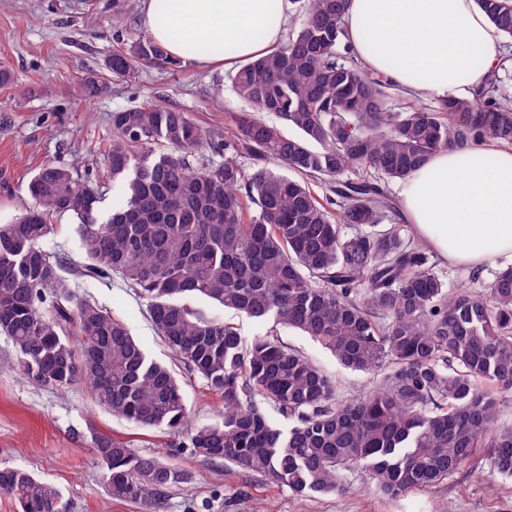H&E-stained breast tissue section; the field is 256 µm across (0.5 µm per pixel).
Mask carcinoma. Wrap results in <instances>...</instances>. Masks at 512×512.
<instances>
[{
	"mask_svg": "<svg viewBox=\"0 0 512 512\" xmlns=\"http://www.w3.org/2000/svg\"><path fill=\"white\" fill-rule=\"evenodd\" d=\"M476 2L512 41V0ZM289 4L298 29L232 76L253 111L237 113L224 140L177 108L112 113L103 160L124 198L105 219L98 191L69 168L47 166L30 179V203L0 224V331L12 340L14 366L36 386L84 381L112 414L165 426L185 436L192 455L297 497L337 492L354 471L388 498L426 492L484 450L491 475L512 477V427L497 419L501 399L512 396V265L495 272L483 295L450 294L425 248L395 228L372 231L400 215L386 183L405 180L434 153L512 145V96L503 93L512 57L472 98L399 108L394 84L339 52L349 0ZM140 65L184 62L139 35L120 42L107 68L125 79ZM104 89L90 72L75 94ZM242 154L255 161L249 173ZM318 180L321 197L311 187ZM61 214L77 224L81 274L117 275L146 300L175 358L224 400L222 422L191 426L174 372L74 291L63 259L41 246ZM192 299L298 330L344 367L379 380L342 402L335 381L274 331L248 342ZM263 403L291 426L274 425ZM95 445L115 499L157 512L188 480L126 441L100 437ZM0 492L19 512H65L60 491L22 468L0 467Z\"/></svg>",
	"mask_w": 512,
	"mask_h": 512,
	"instance_id": "1",
	"label": "carcinoma"
}]
</instances>
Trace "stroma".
<instances>
[{
  "label": "stroma",
  "mask_w": 512,
  "mask_h": 512,
  "mask_svg": "<svg viewBox=\"0 0 512 512\" xmlns=\"http://www.w3.org/2000/svg\"><path fill=\"white\" fill-rule=\"evenodd\" d=\"M143 17L142 0H130L119 22L113 19L112 0H0V69L12 75L0 85V223L28 203V181L50 165L88 178L102 197V215L119 207L121 185L102 159L112 141L114 112L152 104L177 108L220 140L235 113L249 111L233 89L230 69L220 63L176 70L142 66L133 77L107 79L94 100L77 97L73 89L82 76L91 70L105 73L118 38L144 33ZM52 224L42 247L64 258L77 293L107 308L149 358L174 371L193 424L220 421L222 399L172 357L147 318L145 300L119 278L82 276L84 255L74 221L65 215ZM430 263L447 275L452 293L483 292L504 265L499 259L473 272L435 254ZM278 336L335 380L340 400L356 398L374 382L373 375L340 365L309 337L286 328ZM11 353L9 337L0 333V465L29 470L57 487L69 512H148L143 504L108 493L94 452L101 437L128 441L138 453L187 472V483L171 490L162 512H512V477L490 476L482 459L426 493L387 498L350 473L342 492L298 498L223 461L192 456L183 436L166 427H140L113 416L97 406L85 384L60 391L25 382L3 364Z\"/></svg>",
  "instance_id": "35a3bbf8"
}]
</instances>
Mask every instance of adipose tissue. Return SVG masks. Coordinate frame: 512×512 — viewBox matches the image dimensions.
<instances>
[{
  "mask_svg": "<svg viewBox=\"0 0 512 512\" xmlns=\"http://www.w3.org/2000/svg\"><path fill=\"white\" fill-rule=\"evenodd\" d=\"M285 0H144V24L166 51L193 65L248 61L279 44ZM347 43L365 69L407 96H471L498 64L500 33L476 0H350ZM442 150L401 185L404 220L450 263L512 257V147Z\"/></svg>",
  "mask_w": 512,
  "mask_h": 512,
  "instance_id": "obj_1",
  "label": "adipose tissue"
}]
</instances>
